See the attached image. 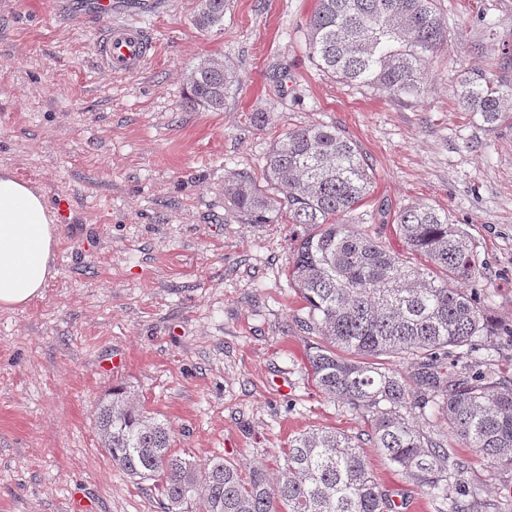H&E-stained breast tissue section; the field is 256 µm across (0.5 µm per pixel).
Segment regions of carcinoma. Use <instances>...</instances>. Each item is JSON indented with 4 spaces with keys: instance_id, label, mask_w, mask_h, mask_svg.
<instances>
[{
    "instance_id": "cac0c4a2",
    "label": "carcinoma",
    "mask_w": 512,
    "mask_h": 512,
    "mask_svg": "<svg viewBox=\"0 0 512 512\" xmlns=\"http://www.w3.org/2000/svg\"><path fill=\"white\" fill-rule=\"evenodd\" d=\"M225 10L226 0H199L192 24L203 34L221 30ZM307 26L316 68L397 102L424 94L431 59L448 45L436 0H318ZM185 82L189 108L222 112L239 78L234 67L204 60ZM456 100L494 130L512 118V81L471 72L460 79ZM264 172L263 186L236 174L224 182V195L256 224L283 214L309 228L295 240L287 269L307 308L297 326L319 338L307 355L315 386L369 422L367 439L302 432L289 441L273 484L261 467L245 475L221 457L199 463L179 454L172 426L114 388L96 408L112 463L153 482L161 512H391L368 464V444L440 504L437 512H484L480 489L462 478L443 435L420 425L437 416L472 452L512 469V378L488 363L501 332L481 294L458 287L477 271L466 234L442 209L399 210L397 237L423 260L412 265L347 223L369 194L371 176L357 146L333 127L286 132ZM450 357L460 370L444 369ZM394 358L411 360V373L392 367Z\"/></svg>"
}]
</instances>
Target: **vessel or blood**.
<instances>
[{
    "instance_id": "1",
    "label": "vessel or blood",
    "mask_w": 512,
    "mask_h": 512,
    "mask_svg": "<svg viewBox=\"0 0 512 512\" xmlns=\"http://www.w3.org/2000/svg\"><path fill=\"white\" fill-rule=\"evenodd\" d=\"M92 48L101 67L113 76L140 71L152 57L153 45L144 31L124 22L109 23Z\"/></svg>"
}]
</instances>
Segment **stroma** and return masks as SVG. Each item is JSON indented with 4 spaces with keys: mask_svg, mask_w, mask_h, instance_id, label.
<instances>
[{
    "mask_svg": "<svg viewBox=\"0 0 512 512\" xmlns=\"http://www.w3.org/2000/svg\"><path fill=\"white\" fill-rule=\"evenodd\" d=\"M316 5L228 0L223 30L202 34L197 0H112L108 17L96 0H0V168L43 192L57 239L43 296L0 312V512H159L152 483L113 465L98 438L95 406L115 386L199 462L274 473L302 431L363 429L309 371L306 310L286 278L303 227L252 223L224 196L231 174L262 179L288 129L333 126L357 145L372 184L355 222L394 251L400 209L448 210L477 260L473 288L512 328V120L486 130L455 97L465 72L499 73L512 0H437L451 39L418 102L317 70L306 50ZM112 19L153 41L136 74L97 63L93 40ZM208 59L241 78L220 112L184 100L187 70ZM448 445L464 479L512 512V470ZM370 462L406 512H435Z\"/></svg>",
    "mask_w": 512,
    "mask_h": 512,
    "instance_id": "obj_1",
    "label": "stroma"
}]
</instances>
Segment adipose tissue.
<instances>
[{
  "label": "adipose tissue",
  "instance_id": "obj_1",
  "mask_svg": "<svg viewBox=\"0 0 512 512\" xmlns=\"http://www.w3.org/2000/svg\"><path fill=\"white\" fill-rule=\"evenodd\" d=\"M56 238L43 196L0 171V311L42 296L53 277Z\"/></svg>",
  "mask_w": 512,
  "mask_h": 512
}]
</instances>
